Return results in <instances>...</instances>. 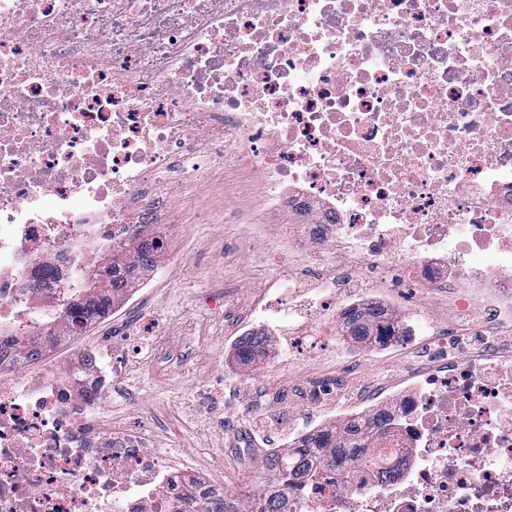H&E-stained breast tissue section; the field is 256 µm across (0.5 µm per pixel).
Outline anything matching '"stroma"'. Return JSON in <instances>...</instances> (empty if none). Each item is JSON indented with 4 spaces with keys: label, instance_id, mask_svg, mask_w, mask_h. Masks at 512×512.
I'll list each match as a JSON object with an SVG mask.
<instances>
[{
    "label": "stroma",
    "instance_id": "obj_1",
    "mask_svg": "<svg viewBox=\"0 0 512 512\" xmlns=\"http://www.w3.org/2000/svg\"><path fill=\"white\" fill-rule=\"evenodd\" d=\"M167 254L162 271L150 273L109 318L52 347L49 359L64 371L91 343L109 338L122 346L153 329L167 334L165 352L145 349L126 363L107 403L112 422L150 428L157 449L183 452L211 484L236 492L299 423L301 408L289 404V388L338 371L336 344L294 361L274 349L256 365L238 361L240 333L262 329L253 310L278 264L277 246L260 225L199 224L188 212ZM426 342L421 336L383 352L357 349L348 384L364 394L380 376H400ZM204 386L229 393L235 412L200 411L194 396ZM246 402L264 409L266 428H256L242 408Z\"/></svg>",
    "mask_w": 512,
    "mask_h": 512
}]
</instances>
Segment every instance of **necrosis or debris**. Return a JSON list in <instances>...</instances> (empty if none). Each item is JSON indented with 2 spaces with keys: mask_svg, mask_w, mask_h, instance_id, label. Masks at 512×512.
Wrapping results in <instances>:
<instances>
[{
  "mask_svg": "<svg viewBox=\"0 0 512 512\" xmlns=\"http://www.w3.org/2000/svg\"><path fill=\"white\" fill-rule=\"evenodd\" d=\"M266 213L280 261L255 309L289 353L380 309L417 336L357 409L394 474L353 464L295 512H512V0H0V512H174L186 460L112 425V346L67 372L18 354L127 224L164 239ZM440 296L448 319L426 305Z\"/></svg>",
  "mask_w": 512,
  "mask_h": 512,
  "instance_id": "4bbe7bcc",
  "label": "necrosis or debris"
}]
</instances>
